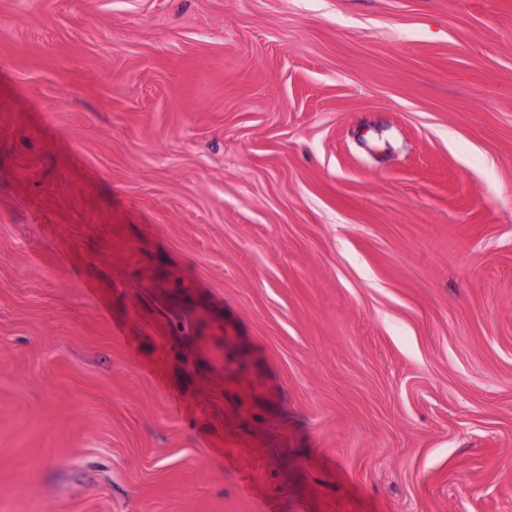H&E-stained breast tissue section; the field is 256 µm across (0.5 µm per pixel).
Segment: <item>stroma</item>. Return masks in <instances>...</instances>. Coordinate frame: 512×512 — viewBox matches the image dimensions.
Listing matches in <instances>:
<instances>
[{
	"instance_id": "1",
	"label": "stroma",
	"mask_w": 512,
	"mask_h": 512,
	"mask_svg": "<svg viewBox=\"0 0 512 512\" xmlns=\"http://www.w3.org/2000/svg\"><path fill=\"white\" fill-rule=\"evenodd\" d=\"M0 512H512V0H0Z\"/></svg>"
}]
</instances>
